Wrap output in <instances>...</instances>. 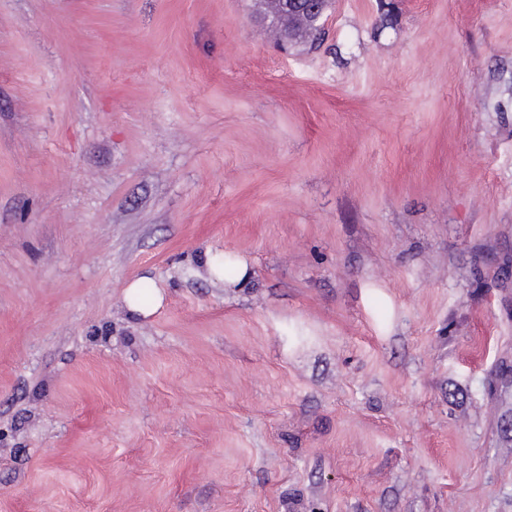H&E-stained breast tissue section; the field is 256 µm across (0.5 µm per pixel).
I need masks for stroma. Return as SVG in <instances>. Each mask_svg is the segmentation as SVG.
Instances as JSON below:
<instances>
[{"label":"stroma","instance_id":"obj_1","mask_svg":"<svg viewBox=\"0 0 512 512\" xmlns=\"http://www.w3.org/2000/svg\"><path fill=\"white\" fill-rule=\"evenodd\" d=\"M326 27L0 0V512H512V0ZM221 260H223L224 263L225 280L238 283L240 286L245 285L250 280L252 271L250 269L249 261L246 257L237 256L234 260H231L226 256H224V259H222L216 255H208L206 259V265L212 274L216 272V269L219 266H222ZM148 279L149 278L147 277L135 279L125 288V300L129 311L131 313L142 315L143 317L149 316L155 312L161 306L163 301V295L158 288L146 297L142 299L139 298L142 286Z\"/></svg>","mask_w":512,"mask_h":512}]
</instances>
